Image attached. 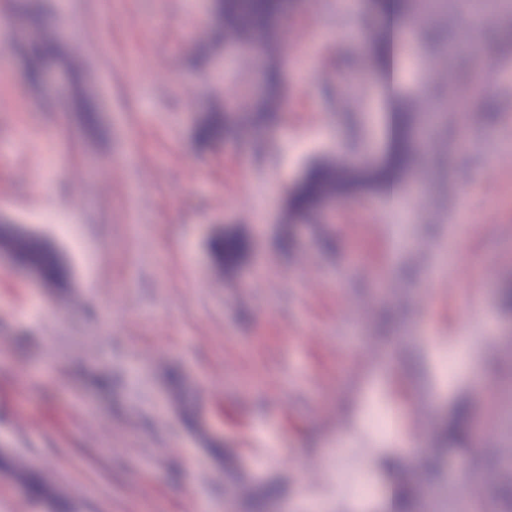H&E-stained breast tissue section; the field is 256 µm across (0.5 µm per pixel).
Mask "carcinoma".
<instances>
[{
  "instance_id": "1",
  "label": "carcinoma",
  "mask_w": 512,
  "mask_h": 512,
  "mask_svg": "<svg viewBox=\"0 0 512 512\" xmlns=\"http://www.w3.org/2000/svg\"><path fill=\"white\" fill-rule=\"evenodd\" d=\"M408 0H369V16L380 25L381 36L367 47L368 59L375 72L383 77L392 75L397 51L406 39L405 27L398 24L404 17ZM288 0H218L214 39L242 47L268 57L264 70V91L249 109L247 117L256 129L274 125L279 118L281 73L279 62L273 59L275 48L270 37L275 32ZM26 27L36 35L27 53L26 74L33 85L41 82L46 64L65 59V46L47 31V21L33 5L22 10ZM240 105L227 100L210 110L209 116L196 127V138L209 144L234 135L239 122L235 113ZM387 153L377 164L315 163L304 179L288 193L289 220H309L315 217L329 200L349 196L361 189L395 192L403 186L407 170L417 158L412 117L402 105L400 94L390 93L387 113ZM214 259L225 266L236 264L246 250V243L234 235L213 240L210 244ZM0 249L18 258L30 268L40 271L45 284L63 288L68 284L69 270L56 249L45 240L9 226L0 225ZM472 411L468 402L460 401L437 429L438 448L425 457L413 471L403 472L393 482V495L388 512H421V496L417 473L428 479L438 478L444 471L447 456L464 451L470 442ZM503 476L491 493L477 492L473 497V512H512V455L494 459ZM22 484L26 494L46 498L50 488L38 472L24 473ZM254 507L261 510L276 499L279 490L274 485L245 489Z\"/></svg>"
}]
</instances>
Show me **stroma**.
Here are the masks:
<instances>
[{"label":"stroma","mask_w":512,"mask_h":512,"mask_svg":"<svg viewBox=\"0 0 512 512\" xmlns=\"http://www.w3.org/2000/svg\"><path fill=\"white\" fill-rule=\"evenodd\" d=\"M22 2L0 0V217L52 243L71 278L48 287L0 252V512H47L21 487L30 468L74 512H225L227 491L268 481L284 495L265 512H380L382 465L428 455L465 399L461 461L492 489L488 458L512 452V19L474 0L424 17L481 63L455 75L441 47L407 45L414 123L462 86L472 111L439 113L410 211L393 194L338 199L284 251L306 168L386 147L379 75L357 69L345 91L336 66L340 50L365 54L363 0H293L279 29L302 62L280 56L279 121L205 150L197 123L258 93L265 64L212 45L214 0H40L74 61L45 87L24 79ZM228 230L248 243L231 269L209 251ZM375 402L389 432L366 426ZM355 473L369 495L346 494ZM422 491L469 512L456 474Z\"/></svg>","instance_id":"1"}]
</instances>
